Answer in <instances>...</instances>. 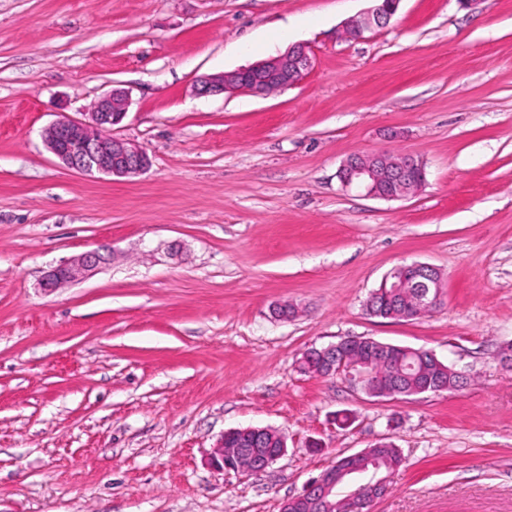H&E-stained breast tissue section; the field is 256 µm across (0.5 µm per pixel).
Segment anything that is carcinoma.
<instances>
[{"label":"carcinoma","mask_w":512,"mask_h":512,"mask_svg":"<svg viewBox=\"0 0 512 512\" xmlns=\"http://www.w3.org/2000/svg\"><path fill=\"white\" fill-rule=\"evenodd\" d=\"M415 289L404 288L393 296L389 293L371 294L367 302V312L379 318H387L396 305L412 303ZM373 360L369 373L382 381L370 388V397H411L421 394H436L464 384L465 377L448 363L436 356L421 355L418 349L410 346L381 343L367 338H349L336 343V368L357 365V370L365 369V363ZM321 349L310 348L304 352L299 369L304 373L321 371ZM369 465L377 466L380 474L387 475L395 469L406 466L401 450L390 442H382L369 449ZM385 489L371 493L363 502L349 498L336 485V494L331 496L330 512H367L372 503L383 495Z\"/></svg>","instance_id":"cac0c4a2"}]
</instances>
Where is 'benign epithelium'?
<instances>
[{
	"instance_id": "obj_1",
	"label": "benign epithelium",
	"mask_w": 512,
	"mask_h": 512,
	"mask_svg": "<svg viewBox=\"0 0 512 512\" xmlns=\"http://www.w3.org/2000/svg\"><path fill=\"white\" fill-rule=\"evenodd\" d=\"M372 7L357 19H352L337 32V36L356 41L366 30L382 27L396 13L401 0H372ZM312 66L309 47L295 44L276 57L246 68L205 75L196 81L200 95L221 94L227 91L245 92L253 96H267L297 84ZM128 92L115 87L101 95L89 108V120L79 121L67 116L50 125L44 134L48 150L66 167L88 175L129 177L146 170L150 160L138 144L112 135L114 126L127 114ZM338 178L343 187H360L366 194L382 200H405L418 192L426 182L423 162L412 154H391L385 150L373 154H352L342 163ZM112 249L103 243L97 249L84 253L71 261L50 269L41 288L52 292L56 288L82 278L111 260ZM436 267L422 262L395 266L381 283L383 288H415L417 301L427 309L441 304L443 280L435 277ZM287 444L272 454L260 448H251L252 470L262 472L286 452ZM244 452L242 448H227L220 440L209 454V465L221 471L232 469L231 462ZM360 468L347 467L341 474L348 478L358 498L376 487L387 485L383 476L375 483H362ZM336 473L324 470L310 481L299 495L285 500L281 512H288L301 498L324 500L328 489L336 487Z\"/></svg>"
}]
</instances>
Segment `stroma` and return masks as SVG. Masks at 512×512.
Listing matches in <instances>:
<instances>
[{
    "label": "stroma",
    "mask_w": 512,
    "mask_h": 512,
    "mask_svg": "<svg viewBox=\"0 0 512 512\" xmlns=\"http://www.w3.org/2000/svg\"><path fill=\"white\" fill-rule=\"evenodd\" d=\"M0 0V512H280L336 457L407 460L371 512H512V0ZM314 65L267 97L197 96L200 76L295 43ZM130 93L131 178L64 166L42 133ZM420 158L403 201L343 188L352 154ZM111 244L47 293L45 273ZM436 267L443 304L367 315L395 266ZM296 305L294 319L273 308ZM347 336L433 351L462 388L370 398L301 373ZM352 417L346 428L337 413ZM286 454L224 473L226 430ZM372 7L357 19H352L337 32L339 38L356 41L363 38L366 30L372 27H382L396 13L401 0H370Z\"/></svg>",
    "instance_id": "35a3bbf8"
}]
</instances>
